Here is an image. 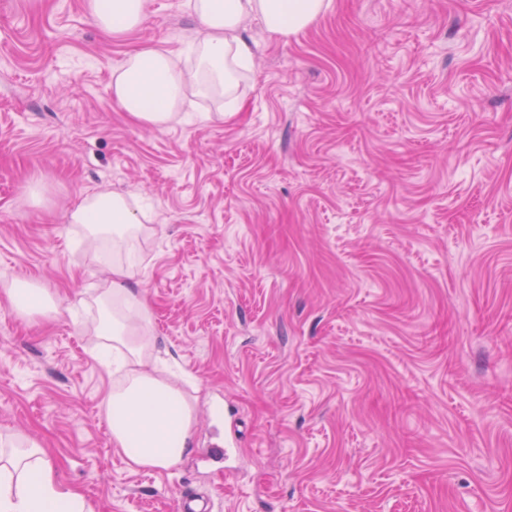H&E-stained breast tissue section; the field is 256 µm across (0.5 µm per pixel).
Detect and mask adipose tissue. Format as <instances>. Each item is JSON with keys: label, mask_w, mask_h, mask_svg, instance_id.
<instances>
[{"label": "adipose tissue", "mask_w": 512, "mask_h": 512, "mask_svg": "<svg viewBox=\"0 0 512 512\" xmlns=\"http://www.w3.org/2000/svg\"><path fill=\"white\" fill-rule=\"evenodd\" d=\"M196 22L205 32L195 62L180 66L173 53L152 47L132 54L112 72V99L140 125L161 129L176 117L189 97L206 92L224 97L216 119L237 109V75L252 57L239 31L252 17L280 39L307 29L326 9V0H190ZM104 30L123 35L141 27L144 0H86ZM141 211L125 198L95 195L71 214V221L95 233L125 236L141 228ZM128 267L112 266V283L103 291V315L97 334L102 347L94 359L104 368L119 366L125 374L106 400L112 445L136 468L168 471L192 450L195 406L180 388L159 375L152 364L156 338L152 314L140 292L130 288ZM16 314L58 315L60 302L34 282L0 285ZM0 512H92L83 492L65 483L41 446L17 439L11 450L0 448Z\"/></svg>", "instance_id": "1"}]
</instances>
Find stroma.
<instances>
[{
    "mask_svg": "<svg viewBox=\"0 0 512 512\" xmlns=\"http://www.w3.org/2000/svg\"><path fill=\"white\" fill-rule=\"evenodd\" d=\"M188 0L112 35L85 0H0V435L39 441L94 512H512V0H329L283 41L256 19L240 108L162 130L112 99L138 49L186 55ZM145 203L113 250L69 214ZM189 375L197 451L112 446L91 356L112 261ZM234 453L224 458L225 438ZM2 293L16 314L22 318H29L34 314L57 316L61 311V304L56 297L34 282L4 283Z\"/></svg>",
    "mask_w": 512,
    "mask_h": 512,
    "instance_id": "stroma-1",
    "label": "stroma"
}]
</instances>
